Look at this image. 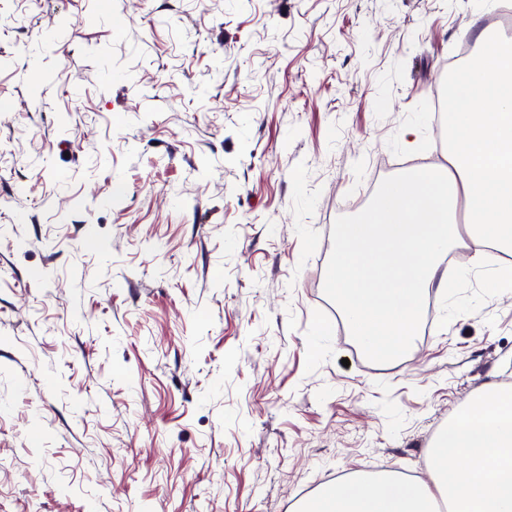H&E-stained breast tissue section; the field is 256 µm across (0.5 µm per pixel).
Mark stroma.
<instances>
[{
	"instance_id": "1",
	"label": "stroma",
	"mask_w": 512,
	"mask_h": 512,
	"mask_svg": "<svg viewBox=\"0 0 512 512\" xmlns=\"http://www.w3.org/2000/svg\"><path fill=\"white\" fill-rule=\"evenodd\" d=\"M495 13L0 0V512H295L344 471L426 476L512 382V292L377 374L324 279Z\"/></svg>"
}]
</instances>
